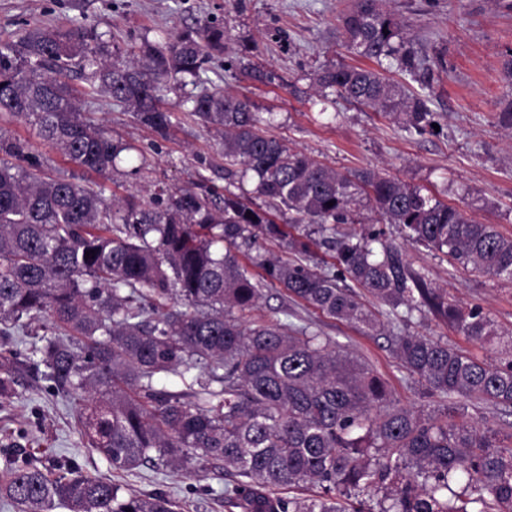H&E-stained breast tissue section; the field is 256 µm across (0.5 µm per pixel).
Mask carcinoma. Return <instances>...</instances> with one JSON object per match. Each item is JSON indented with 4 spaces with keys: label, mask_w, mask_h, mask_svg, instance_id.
Masks as SVG:
<instances>
[{
    "label": "carcinoma",
    "mask_w": 512,
    "mask_h": 512,
    "mask_svg": "<svg viewBox=\"0 0 512 512\" xmlns=\"http://www.w3.org/2000/svg\"><path fill=\"white\" fill-rule=\"evenodd\" d=\"M339 38L380 66L408 75L427 68L380 0H354ZM134 49L122 59L86 25H36L0 40V115L36 127L66 162L110 172L128 147L84 119L79 98L108 97L164 132L172 111L163 93L224 52V28L143 38ZM313 84L325 97L402 118L411 135L432 130L428 96L375 68L325 65ZM179 105L219 134L224 179L251 177V193L293 212V223H273L244 190H224L218 205L207 194L164 189L116 205L90 186L45 177L27 142L0 139V336L43 331L34 365L45 367L56 396L78 402L85 444L122 472L151 462L203 477L206 466L222 464L233 476L224 512H371L373 499L378 512H512V433L506 445L499 429L465 415L468 402L512 407V335L501 336L480 306L461 307L431 287L382 232L340 235L336 226L367 207L399 225L407 242L510 282L512 237L384 170L339 171L289 149L262 131L245 96L202 89ZM326 232L331 274L272 255L254 259L258 278L241 262L261 236L308 254L311 234ZM339 277L378 309L339 287ZM267 280L330 318L388 335L409 376L446 405H397L369 366L305 327L244 324ZM415 311L509 351L490 364L409 333L401 324ZM28 368L0 351V398L14 395ZM170 374L185 389L159 384ZM305 485L320 492L291 495ZM0 499L19 512L179 508L162 493H124L71 467L54 475L9 453Z\"/></svg>",
    "instance_id": "carcinoma-1"
}]
</instances>
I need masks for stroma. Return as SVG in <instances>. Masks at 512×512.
<instances>
[{"label": "stroma", "mask_w": 512, "mask_h": 512, "mask_svg": "<svg viewBox=\"0 0 512 512\" xmlns=\"http://www.w3.org/2000/svg\"><path fill=\"white\" fill-rule=\"evenodd\" d=\"M352 0H0V36L34 26L80 21L127 52L140 37L204 24L222 26L224 53L201 75L203 86L246 96L266 130L288 147L336 169H384L405 182L428 188L475 220L512 236V130L496 115L512 97L503 63L512 52V0H383L400 22L428 68L399 75V82L425 89L437 130L409 135L400 123L344 101L321 108L312 76L326 64H361L338 37L339 20ZM87 120L103 126L113 140L135 146L133 162H119L106 175L64 163L23 120L0 118V137L30 142L50 175L103 191L105 196L170 190L224 194V150L215 131L175 110L166 133L141 124L109 99L81 104ZM405 246L412 268L431 287L447 290L464 305L483 307L502 334L512 333V283L453 267L446 257ZM258 317L309 327L331 337L385 380L399 405L431 410L433 402L400 366L384 337L330 319L284 288L266 287ZM405 327L434 336L489 363L498 353L466 339L430 313L413 314ZM33 456L49 469L71 465L105 477L133 493L164 492L184 512H224L218 500L224 472L209 469L204 479L163 466L120 473L83 443L75 430L74 406L53 396L42 375L22 373L12 398L0 399V454Z\"/></svg>", "instance_id": "stroma-1"}]
</instances>
